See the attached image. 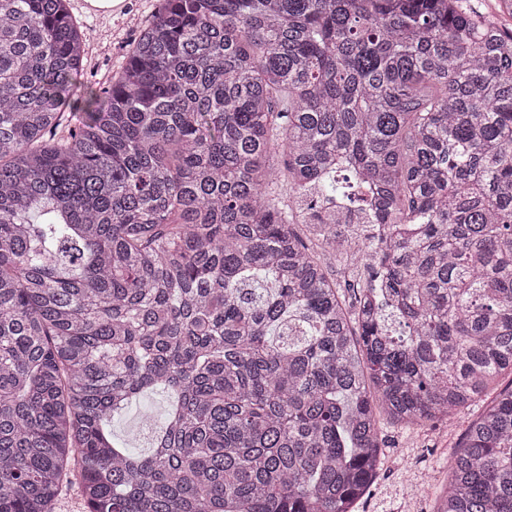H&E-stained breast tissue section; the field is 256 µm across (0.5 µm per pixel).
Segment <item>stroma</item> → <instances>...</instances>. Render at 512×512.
<instances>
[{
  "instance_id": "obj_1",
  "label": "stroma",
  "mask_w": 512,
  "mask_h": 512,
  "mask_svg": "<svg viewBox=\"0 0 512 512\" xmlns=\"http://www.w3.org/2000/svg\"><path fill=\"white\" fill-rule=\"evenodd\" d=\"M128 16L108 27L90 25L86 41V72L104 82L120 66L138 28L156 11L157 0H129ZM173 397L158 390L134 399L112 418L115 441L136 454L151 450L150 426L161 425ZM482 411L473 406L458 414L405 426L382 419L380 465L356 512H433L448 480V454L470 421Z\"/></svg>"
}]
</instances>
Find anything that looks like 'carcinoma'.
<instances>
[{"label": "carcinoma", "instance_id": "1", "mask_svg": "<svg viewBox=\"0 0 512 512\" xmlns=\"http://www.w3.org/2000/svg\"><path fill=\"white\" fill-rule=\"evenodd\" d=\"M0 0V512H355L379 417L512 375V30L459 0H160L106 85ZM322 242L313 251L298 218ZM363 214L354 303L327 273ZM171 391L153 451L112 415ZM437 512H512V382ZM54 507L56 512H86L81 493V478L77 470L63 483Z\"/></svg>", "mask_w": 512, "mask_h": 512}]
</instances>
